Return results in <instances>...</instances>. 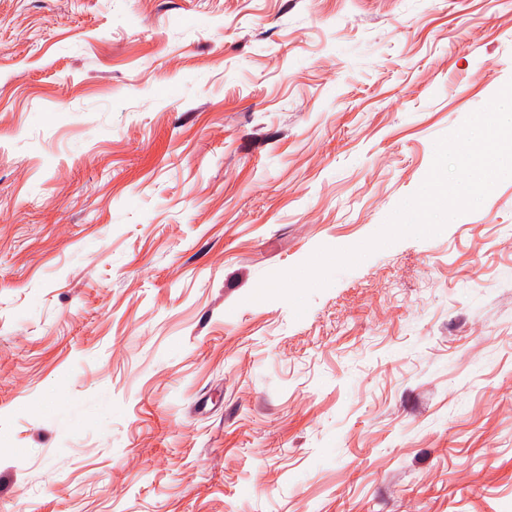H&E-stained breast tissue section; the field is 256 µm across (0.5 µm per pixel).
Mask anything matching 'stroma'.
<instances>
[{"mask_svg": "<svg viewBox=\"0 0 512 512\" xmlns=\"http://www.w3.org/2000/svg\"><path fill=\"white\" fill-rule=\"evenodd\" d=\"M512 80V0H0V512H512V179L337 271Z\"/></svg>", "mask_w": 512, "mask_h": 512, "instance_id": "35a3bbf8", "label": "stroma"}]
</instances>
